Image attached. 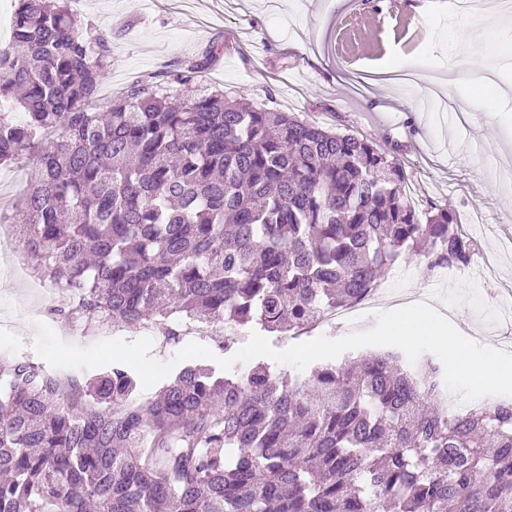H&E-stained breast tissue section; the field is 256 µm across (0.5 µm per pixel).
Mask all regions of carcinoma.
I'll return each mask as SVG.
<instances>
[{
	"mask_svg": "<svg viewBox=\"0 0 512 512\" xmlns=\"http://www.w3.org/2000/svg\"><path fill=\"white\" fill-rule=\"evenodd\" d=\"M214 50L97 105L107 35L68 0H17L0 49V165L33 161L15 215L51 312L181 340L182 323L300 335L399 260L472 264L476 239L420 209L372 142L228 99ZM433 360L397 349L307 373L201 360L149 398L113 363L68 398L0 365V512H512V403L453 415Z\"/></svg>",
	"mask_w": 512,
	"mask_h": 512,
	"instance_id": "carcinoma-1",
	"label": "carcinoma"
}]
</instances>
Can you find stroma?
Masks as SVG:
<instances>
[{"label":"stroma","mask_w":512,"mask_h":512,"mask_svg":"<svg viewBox=\"0 0 512 512\" xmlns=\"http://www.w3.org/2000/svg\"><path fill=\"white\" fill-rule=\"evenodd\" d=\"M82 21L106 30L112 67L105 89L157 77L184 57L216 47L207 78L226 97L254 104L274 98L283 112L351 131L395 150L425 203L478 213L483 253L512 238V97H499L487 70L512 64V12L495 0H74ZM473 63L460 65L462 55ZM438 81L451 108L438 110L410 82ZM437 276L410 259L379 284L408 294ZM512 280V255L495 272L450 283L439 303L474 341L512 352V324L501 320L497 283ZM0 332V364L32 363L37 328Z\"/></svg>","instance_id":"stroma-1"}]
</instances>
